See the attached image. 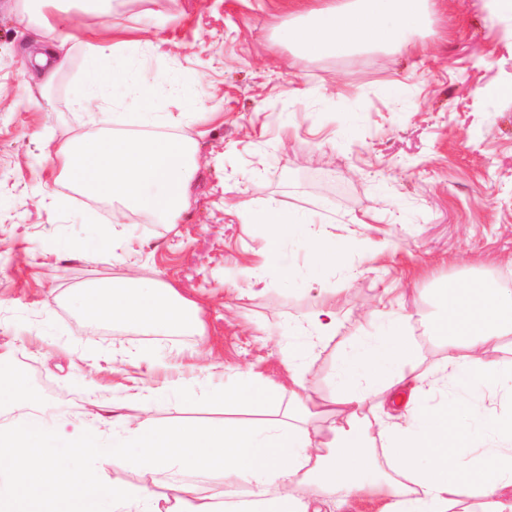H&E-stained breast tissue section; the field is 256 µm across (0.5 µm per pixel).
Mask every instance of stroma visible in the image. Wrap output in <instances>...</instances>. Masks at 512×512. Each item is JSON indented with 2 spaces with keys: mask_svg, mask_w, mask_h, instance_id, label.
Returning a JSON list of instances; mask_svg holds the SVG:
<instances>
[{
  "mask_svg": "<svg viewBox=\"0 0 512 512\" xmlns=\"http://www.w3.org/2000/svg\"><path fill=\"white\" fill-rule=\"evenodd\" d=\"M289 0H114L128 24L151 28L190 79L173 112L192 108L179 133L199 166L179 223L150 224L136 210L75 192L66 178L58 208L37 195L52 162L44 142L89 131L70 107L84 66L80 49L47 89L25 91V47L35 44L15 12L0 9V353L40 397L41 411L74 423L92 399L120 400L140 377L151 387L184 371L201 344L238 369L282 380L288 323L313 311L316 291L285 290L262 264L268 239L226 209V190L262 205L317 209L314 237L354 240L325 273L345 315L308 378L330 391L341 340L363 335L376 297L395 289L407 312L436 280L497 276L512 257V102L483 95L512 82V23L490 19L492 0H438L414 55H300L277 39ZM359 109L354 134L344 118ZM333 176L313 181L315 169ZM98 216V233L79 216ZM203 308L204 334L158 336L121 325L91 328L64 304L74 285L118 281L130 263ZM243 292L225 308V268ZM187 395L149 405L142 420L217 418Z\"/></svg>",
  "mask_w": 512,
  "mask_h": 512,
  "instance_id": "35a3bbf8",
  "label": "stroma"
}]
</instances>
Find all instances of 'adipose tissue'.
I'll use <instances>...</instances> for the list:
<instances>
[{
  "mask_svg": "<svg viewBox=\"0 0 512 512\" xmlns=\"http://www.w3.org/2000/svg\"><path fill=\"white\" fill-rule=\"evenodd\" d=\"M293 21L280 42L300 54L342 57L367 49L407 52L434 0H292ZM105 19L103 31L75 33L71 13ZM21 20L40 32L30 59L41 86L64 67L68 44L79 45L84 71L71 106L89 118L107 115L121 133L87 132L59 144L51 157L84 196L112 202V221L136 209L151 223L175 224L196 168L193 142L177 135L188 112L169 102L186 76L167 65L160 39L112 13V0H22ZM241 223L263 226L273 248L263 266L277 284L305 288L352 249L349 241L307 237L322 223L314 210L255 206L228 197ZM307 256L290 260L288 247ZM506 275L451 280L432 289L425 329L448 353L425 365L408 330L411 315L388 311L341 347L332 392L314 393L308 368L336 336L342 304L323 291L316 309L288 325L277 384L253 370L209 387L207 404L224 418L139 426L146 400L181 393L182 381L97 402L100 433L66 424L31 426L18 416L0 425V512H16L21 495L40 512H68L65 503L94 483L109 512H512V258ZM64 301L95 327L122 322L157 335L203 330L202 308L176 288L129 272L125 281L74 286ZM403 408H396L400 394ZM79 439L81 452L69 450ZM141 474H176V484L136 486L107 481L105 465Z\"/></svg>",
  "mask_w": 512,
  "mask_h": 512,
  "instance_id": "ef3b65f1",
  "label": "adipose tissue"
}]
</instances>
